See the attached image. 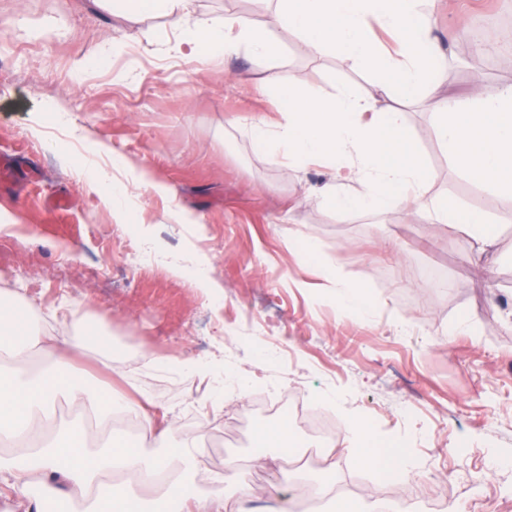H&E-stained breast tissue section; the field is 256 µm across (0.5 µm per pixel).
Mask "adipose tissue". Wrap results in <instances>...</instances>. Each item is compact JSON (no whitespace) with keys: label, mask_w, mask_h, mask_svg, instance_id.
I'll use <instances>...</instances> for the list:
<instances>
[{"label":"adipose tissue","mask_w":512,"mask_h":512,"mask_svg":"<svg viewBox=\"0 0 512 512\" xmlns=\"http://www.w3.org/2000/svg\"><path fill=\"white\" fill-rule=\"evenodd\" d=\"M94 2L130 17L148 11L165 18L175 33L168 53L190 63L218 66L243 49L259 58L279 52L268 32L245 17L196 16L194 0ZM267 2L271 26L297 35L310 55L333 52L370 71L395 72L405 102L416 103L418 95H425L449 162L512 204V81L494 83L466 99L443 93L441 79L456 32L436 33L434 0ZM260 90L283 95L287 106L277 120L253 124L252 140L282 165L317 164L333 170V180L317 193L321 204L339 213L414 206L449 233L468 237L477 252L493 247L485 214L464 215L447 199L427 197L428 168L414 157L405 162L393 157V147L405 149L409 143L405 116L390 104L387 87L341 85L326 95L287 89L272 67ZM90 185L116 213L133 192H168L150 170H129L118 160L112 167L97 168ZM327 280L330 295L345 314L359 319L372 315L374 305L363 289L332 273ZM42 317L35 298L0 291V489L32 498L28 477L37 473L45 493L55 494L58 485H65L66 500L82 503L83 512H123L126 505L139 502L146 486L154 487L164 512H253L245 490L224 498L195 493V448L178 438L173 423L157 424L137 400L65 380L63 370L79 358L84 345L53 335ZM62 397L104 427L122 415L138 419L158 454L130 449L119 438L108 447H93L82 426L48 436L45 427Z\"/></svg>","instance_id":"ef3b65f1"}]
</instances>
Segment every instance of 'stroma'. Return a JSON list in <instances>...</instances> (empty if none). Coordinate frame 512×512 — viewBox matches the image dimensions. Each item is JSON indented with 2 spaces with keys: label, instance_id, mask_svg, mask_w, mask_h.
<instances>
[{
  "label": "stroma",
  "instance_id": "1",
  "mask_svg": "<svg viewBox=\"0 0 512 512\" xmlns=\"http://www.w3.org/2000/svg\"><path fill=\"white\" fill-rule=\"evenodd\" d=\"M504 2L439 0V27L461 34L447 92L512 78L507 56L461 61L471 18H499ZM11 15L24 24L0 29V158L10 161L0 174V290L38 293L58 335L100 333L74 376L172 410L179 437L219 477L200 486L205 495L245 487L260 502L283 478L296 488L373 480L340 448L332 471L319 449H263L254 433L278 427L276 416L241 421L240 390H284L296 379L311 404L366 422L374 452L412 442L415 470L450 489L445 512H512V208L449 163L424 106L407 108L406 122L431 173L427 194L490 218L495 244L482 256L413 208L336 214L305 196L328 170L276 164L249 137L252 121L277 116L257 90L268 66L284 85L317 93L371 89L382 76L333 54L312 57L285 30L274 33L272 60L243 51L220 67H193L166 53L165 20L151 13L133 21L92 0H0V17ZM109 42L121 52L103 55ZM81 57L89 67L72 77ZM101 143L126 166L151 170L172 199L140 193L116 219L86 191ZM175 202L204 225L177 223ZM303 233L316 235L320 260L297 255L292 242ZM328 264L366 290L371 318L341 314L325 287ZM199 276L222 293L197 288ZM62 302L69 313L53 320ZM460 322L470 333H453ZM116 349L133 350L146 372L105 370ZM174 357L207 369L162 366ZM228 458L236 469L225 470Z\"/></svg>",
  "mask_w": 512,
  "mask_h": 512
}]
</instances>
